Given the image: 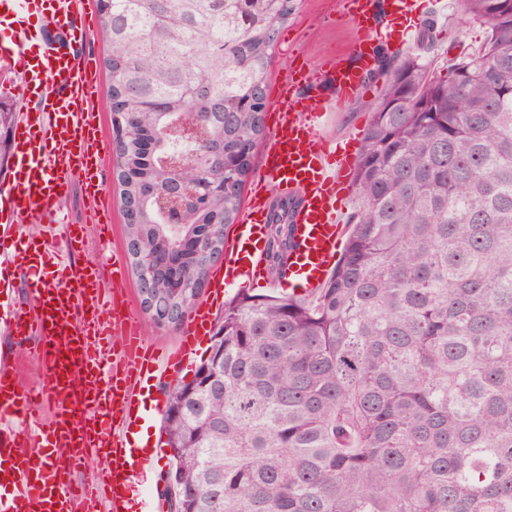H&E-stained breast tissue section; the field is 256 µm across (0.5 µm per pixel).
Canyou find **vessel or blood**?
<instances>
[{
    "instance_id": "1",
    "label": "vessel or blood",
    "mask_w": 512,
    "mask_h": 512,
    "mask_svg": "<svg viewBox=\"0 0 512 512\" xmlns=\"http://www.w3.org/2000/svg\"><path fill=\"white\" fill-rule=\"evenodd\" d=\"M341 14L356 37L353 63L328 58L288 74L273 102L279 122L264 146V180L252 193L240 224L224 243V265L210 275L211 290L194 308L169 349L152 348L126 300L103 286L122 272L69 261L84 228L67 224L58 206L73 183L103 205L99 179L101 137L90 104L97 91L91 58L78 50L93 26L74 0H0V60L12 62L18 90L33 103L23 113L9 169L0 177V294L24 279L32 315L0 298V330L28 338V354L42 365L32 387L21 383V361L0 354V512H155L150 495L130 496L148 458L139 456L129 427L140 419V397L149 381L176 370L212 325L224 293L243 287L268 263V192L293 195V246L286 276L302 296L314 294L333 270L346 232L352 164L325 137L321 123L356 97L370 93L365 80L381 44L407 46L423 20L422 0H344ZM62 225L58 238L28 237L14 244L19 218ZM52 408L44 418L40 402ZM105 467L75 474L91 457Z\"/></svg>"
}]
</instances>
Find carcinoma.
I'll list each match as a JSON object with an SVG mask.
<instances>
[{
	"instance_id": "1",
	"label": "carcinoma",
	"mask_w": 512,
	"mask_h": 512,
	"mask_svg": "<svg viewBox=\"0 0 512 512\" xmlns=\"http://www.w3.org/2000/svg\"><path fill=\"white\" fill-rule=\"evenodd\" d=\"M488 36L451 59L381 61L332 276L308 297L224 301L194 379L166 401L178 445L169 512H512V0H460ZM108 47L127 249L177 263L187 312L237 222L278 26L293 0H97ZM14 105L0 99V169ZM193 126L189 141L167 130ZM224 178L189 209L161 198ZM291 200L272 207L285 272Z\"/></svg>"
}]
</instances>
